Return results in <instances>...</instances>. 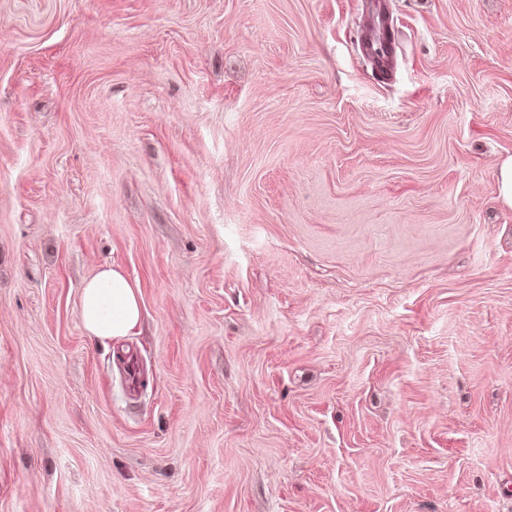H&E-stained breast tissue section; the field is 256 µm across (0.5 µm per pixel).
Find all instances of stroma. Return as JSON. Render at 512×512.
<instances>
[{
  "mask_svg": "<svg viewBox=\"0 0 512 512\" xmlns=\"http://www.w3.org/2000/svg\"><path fill=\"white\" fill-rule=\"evenodd\" d=\"M368 3L0 0V512H512V0ZM390 27L389 19L385 14H378L367 20L366 28L360 38V46L362 52L370 57L373 55V50L377 45L378 38L380 37L383 29ZM80 313L83 328L92 340L131 336L142 319L139 286L119 266L102 265L82 288Z\"/></svg>",
  "mask_w": 512,
  "mask_h": 512,
  "instance_id": "1",
  "label": "stroma"
}]
</instances>
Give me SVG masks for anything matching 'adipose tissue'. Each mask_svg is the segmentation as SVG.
<instances>
[{
    "mask_svg": "<svg viewBox=\"0 0 512 512\" xmlns=\"http://www.w3.org/2000/svg\"><path fill=\"white\" fill-rule=\"evenodd\" d=\"M80 313L90 339L119 340L133 335L142 319L139 286L119 266H100L82 288Z\"/></svg>",
    "mask_w": 512,
    "mask_h": 512,
    "instance_id": "obj_1",
    "label": "adipose tissue"
}]
</instances>
